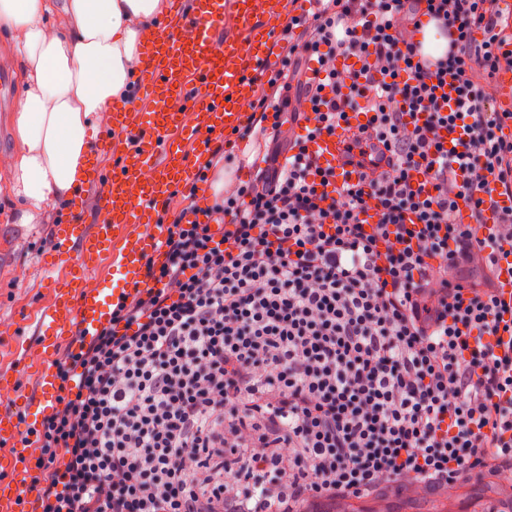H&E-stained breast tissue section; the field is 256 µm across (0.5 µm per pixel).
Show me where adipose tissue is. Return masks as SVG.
Listing matches in <instances>:
<instances>
[{"instance_id": "1", "label": "adipose tissue", "mask_w": 512, "mask_h": 512, "mask_svg": "<svg viewBox=\"0 0 512 512\" xmlns=\"http://www.w3.org/2000/svg\"><path fill=\"white\" fill-rule=\"evenodd\" d=\"M52 0H0V26L14 29L28 89L16 115L20 150L11 180L20 221L84 183L89 130L138 70L146 33L163 0H67L59 27L44 23Z\"/></svg>"}]
</instances>
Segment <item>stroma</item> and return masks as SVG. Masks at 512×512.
Masks as SVG:
<instances>
[{
    "label": "stroma",
    "instance_id": "35a3bbf8",
    "mask_svg": "<svg viewBox=\"0 0 512 512\" xmlns=\"http://www.w3.org/2000/svg\"><path fill=\"white\" fill-rule=\"evenodd\" d=\"M19 151L14 114L0 112V317L14 318L13 337L0 340V372H18L22 366L15 351L18 344H34L35 318L51 296L43 263L53 251L52 226L67 213L64 201L47 205L35 224H19L17 202L11 193L9 167ZM448 505L458 512H490L497 501L488 484L474 479L463 481L449 497ZM444 504V505H447ZM435 499H391V512H443Z\"/></svg>",
    "mask_w": 512,
    "mask_h": 512
}]
</instances>
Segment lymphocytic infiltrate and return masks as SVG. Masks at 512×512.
Masks as SVG:
<instances>
[{
	"mask_svg": "<svg viewBox=\"0 0 512 512\" xmlns=\"http://www.w3.org/2000/svg\"><path fill=\"white\" fill-rule=\"evenodd\" d=\"M421 15L443 58L406 38ZM277 42L235 133L269 143L256 179L188 200L144 285L55 360L36 512H350L487 476L512 499V304L480 239L485 196L512 197V11L314 0ZM353 112L352 147L390 157L336 186L309 144ZM414 40L421 42L423 55L432 59L442 58L448 52V37L441 33L437 22L428 16L421 17L420 25L414 32Z\"/></svg>",
	"mask_w": 512,
	"mask_h": 512,
	"instance_id": "lymphocytic-infiltrate-1",
	"label": "lymphocytic infiltrate"
}]
</instances>
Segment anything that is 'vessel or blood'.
<instances>
[{
  "instance_id": "vessel-or-blood-1",
  "label": "vessel or blood",
  "mask_w": 512,
  "mask_h": 512,
  "mask_svg": "<svg viewBox=\"0 0 512 512\" xmlns=\"http://www.w3.org/2000/svg\"><path fill=\"white\" fill-rule=\"evenodd\" d=\"M292 9L291 0H170L146 40L138 94L107 108L91 151L87 186L105 188L100 219L84 223L81 195L72 201L69 218L53 228L55 254L67 268L36 319L39 351L25 356L37 391L21 410H0V512H34L37 431L59 407L61 381L53 366L57 341L79 348L109 321L121 295L142 285L147 259L160 256L169 233L156 209L196 175L185 145L202 152L214 135L246 125L255 74L270 58V35ZM366 120L364 113H351L348 129L309 145L337 183L358 178L345 139ZM107 158L119 167L108 177L101 171ZM492 256L499 294L510 299L512 255L496 250ZM106 261L112 268L108 283L97 278Z\"/></svg>"
}]
</instances>
